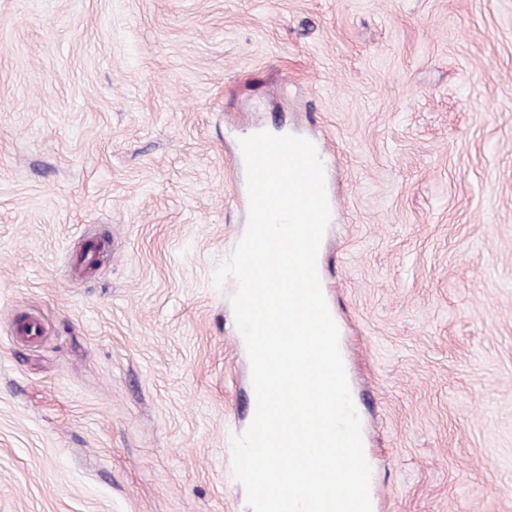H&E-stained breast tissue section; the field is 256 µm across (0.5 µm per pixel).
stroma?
Returning a JSON list of instances; mask_svg holds the SVG:
<instances>
[{
	"label": "stroma",
	"instance_id": "35a3bbf8",
	"mask_svg": "<svg viewBox=\"0 0 512 512\" xmlns=\"http://www.w3.org/2000/svg\"><path fill=\"white\" fill-rule=\"evenodd\" d=\"M260 129L328 147L372 512H512V0H0V512H251Z\"/></svg>",
	"mask_w": 512,
	"mask_h": 512
}]
</instances>
